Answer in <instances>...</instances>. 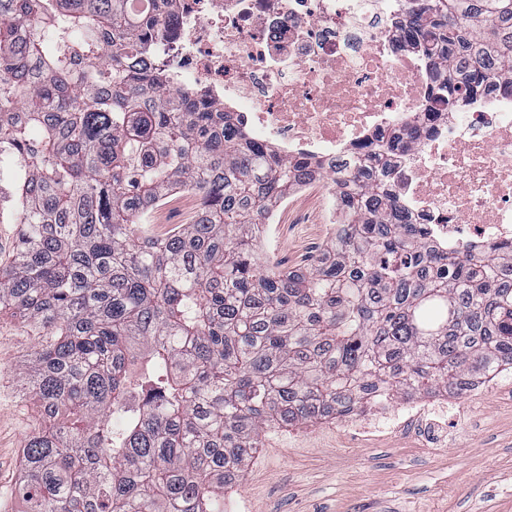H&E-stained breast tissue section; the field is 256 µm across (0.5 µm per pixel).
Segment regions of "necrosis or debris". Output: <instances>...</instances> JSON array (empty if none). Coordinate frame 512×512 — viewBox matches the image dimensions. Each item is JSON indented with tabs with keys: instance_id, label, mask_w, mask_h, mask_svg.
<instances>
[{
	"instance_id": "1",
	"label": "necrosis or debris",
	"mask_w": 512,
	"mask_h": 512,
	"mask_svg": "<svg viewBox=\"0 0 512 512\" xmlns=\"http://www.w3.org/2000/svg\"><path fill=\"white\" fill-rule=\"evenodd\" d=\"M410 0H162L175 20L156 50L172 87L202 92L279 156L365 157L407 134L391 193L434 249L512 241V84L437 102L440 77L396 23ZM447 397L371 403L363 426L398 428Z\"/></svg>"
}]
</instances>
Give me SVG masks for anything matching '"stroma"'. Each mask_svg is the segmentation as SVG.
I'll return each mask as SVG.
<instances>
[{
	"mask_svg": "<svg viewBox=\"0 0 512 512\" xmlns=\"http://www.w3.org/2000/svg\"><path fill=\"white\" fill-rule=\"evenodd\" d=\"M196 196L182 192L154 211L152 235L191 223ZM326 186L292 193L276 208L263 248L276 265L316 261L333 232ZM38 330L0 313V512H19L14 494L21 451L43 421L19 372ZM225 498L249 512H512V372L450 404L439 422L365 435L356 419L270 428Z\"/></svg>",
	"mask_w": 512,
	"mask_h": 512,
	"instance_id": "obj_1",
	"label": "stroma"
}]
</instances>
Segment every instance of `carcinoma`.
<instances>
[{"label": "carcinoma", "mask_w": 512, "mask_h": 512, "mask_svg": "<svg viewBox=\"0 0 512 512\" xmlns=\"http://www.w3.org/2000/svg\"><path fill=\"white\" fill-rule=\"evenodd\" d=\"M447 61L437 100L511 67L512 0H416ZM172 17L130 0H0V180L17 247L0 307L40 330L20 378L48 426L22 449V512H224L264 429L384 396L459 394L512 369V243L442 254L388 161L317 172L341 221L317 263H269V209L310 177L146 64ZM172 192L190 224L138 235Z\"/></svg>", "instance_id": "1"}]
</instances>
